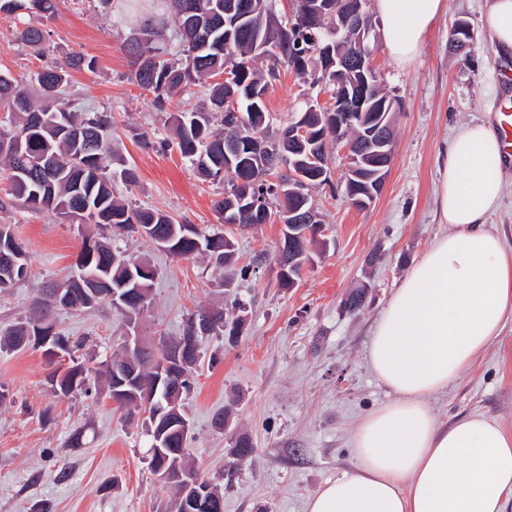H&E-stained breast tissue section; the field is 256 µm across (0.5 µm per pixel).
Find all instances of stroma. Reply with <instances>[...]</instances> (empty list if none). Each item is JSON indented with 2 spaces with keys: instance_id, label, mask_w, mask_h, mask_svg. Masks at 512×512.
Instances as JSON below:
<instances>
[{
  "instance_id": "obj_1",
  "label": "stroma",
  "mask_w": 512,
  "mask_h": 512,
  "mask_svg": "<svg viewBox=\"0 0 512 512\" xmlns=\"http://www.w3.org/2000/svg\"><path fill=\"white\" fill-rule=\"evenodd\" d=\"M488 5L446 0L445 13L408 65L375 42L378 76L400 103L384 189L365 209L349 204L343 185L312 190L329 245L314 252L290 288L278 279L281 224H225L213 206L223 184L202 178L179 152L163 148L171 119L127 81V45L137 21L151 17L148 6L133 21L124 9L105 11L99 0H57L51 15L0 14L1 72L25 79L53 58L95 59V71L73 72L71 91L86 108L114 117L118 156L138 176L133 186L114 181L117 197L205 233L230 235L239 264H258L250 278L230 279L205 257H172L139 237L112 239L118 251L149 259L158 270L141 335L175 337L192 312L220 306L229 321L238 314L232 301L246 307L235 342L215 334L201 338L197 384L183 400L191 424L189 462L199 476L223 486L224 512H304L327 480L356 465L355 430L388 398L367 362L371 328L399 281L448 231L437 214L438 154L464 125L492 121L501 93L497 73L512 67V56L498 51L483 25ZM459 19L474 33L465 55L448 48ZM25 26L42 29L41 48L17 40ZM313 98L324 104L329 95L312 87L309 76L282 67L266 101L271 128L297 120ZM145 137L150 147L142 146ZM1 222L12 225L31 264L26 281L0 293L3 329L29 316L38 288L72 272L90 228L19 204L0 212ZM358 289L363 304L349 309L348 295ZM55 321L71 340L83 341V357L97 362L126 332L123 316L107 303L82 313L56 311ZM54 368L40 348L0 353V386L8 391L0 403V512H33L40 503L50 512H172L176 489L148 468L150 440L141 419H126L102 392H54ZM430 406L443 425L480 414L512 432V319ZM221 410L227 420L217 429L212 418ZM78 428L85 429L86 444L69 447ZM242 435L255 451L238 460L230 450Z\"/></svg>"
}]
</instances>
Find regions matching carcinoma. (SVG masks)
<instances>
[{
    "mask_svg": "<svg viewBox=\"0 0 512 512\" xmlns=\"http://www.w3.org/2000/svg\"><path fill=\"white\" fill-rule=\"evenodd\" d=\"M184 0H171L174 20L179 29V45L173 53L160 42L161 31L167 24L164 14L143 22L139 27L141 39L129 50L133 58L128 80L152 95L156 111L170 113L173 119L174 139L167 147L176 148L182 157L206 179L229 180L224 170V143L237 139L233 155L245 163L248 171L249 191L260 207L253 213L239 217L241 224H268L271 217L290 209L307 216L310 202L305 197L308 189L297 180H288L283 186L284 175L267 168L262 158L250 150L254 135L267 130V123L260 125L252 114L267 116L265 99L272 81L279 76V66L287 65L305 72V63L299 54L308 51H324L336 45L333 18L327 15L316 21L315 37H304L297 45L296 32L290 20L277 21L270 26L273 14L272 0H265L264 9L244 20L238 27L224 25V3L228 0H197L198 12L182 13ZM55 0H0V13L13 15L21 10L38 13H54ZM17 38L32 46L40 47L44 42L41 30L24 27L16 31ZM258 57L269 61L267 71L255 67ZM231 66L232 79L213 81ZM95 69V62L80 54L71 55L63 61L51 60L26 82L14 78L0 80V112L10 118V127L0 124V160L4 166L0 174L6 173L8 189L0 198V210L17 201L33 213L51 211L67 221L95 224L113 231L138 233L146 226L152 227V242L168 241L165 253L188 259L206 255L217 267L226 269L236 262V247L233 240L214 232L206 235L191 224H184L164 211L131 207L116 200L112 194V180L120 177L128 185L137 183L134 170L112 169L118 156L112 145V117L105 112L92 111L80 106L78 99L69 90L70 71ZM192 86L207 90L205 103L191 110L170 112L176 97ZM358 94L381 101L388 98L371 75L368 85L357 89ZM302 225L290 227L285 224L282 241L294 246L298 259L290 269V278H282L283 286L299 278L302 263L311 259V247L318 244L314 237L301 236ZM145 267L151 274L157 269L145 259H132L114 250L101 237L89 236L83 240L77 255L72 275L46 289L45 297L37 296L33 301L35 315L0 330V351H18L29 346L38 347L36 336L41 329L39 322L50 316L57 307L55 291L71 293L73 298L68 310L80 312L106 301L100 296L91 303L84 301L82 287L77 278L83 273L104 272L112 288L123 287L130 269ZM29 274L28 256L15 238L11 225L0 224V292L7 291ZM212 320L208 331H224V313L200 312L188 319L181 336L165 341L147 360L140 379L129 388L133 396L117 404L127 414L147 409V404L165 402L163 389L156 386L159 372H178L179 392L185 395L194 385L192 368L197 359L187 365H177V343L186 336L196 335L195 323L205 315ZM50 382L54 390L62 395L75 392L89 394L87 370L79 363L71 365L64 374L53 371ZM188 435L180 431L169 432L168 447L175 451L178 468H187L186 455L178 451L187 447Z\"/></svg>",
    "mask_w": 512,
    "mask_h": 512,
    "instance_id": "1",
    "label": "carcinoma"
}]
</instances>
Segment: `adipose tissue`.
<instances>
[{"mask_svg": "<svg viewBox=\"0 0 512 512\" xmlns=\"http://www.w3.org/2000/svg\"><path fill=\"white\" fill-rule=\"evenodd\" d=\"M445 0H375L383 42L411 63ZM437 237L395 288L370 332L368 365L390 398L353 437L354 469L327 481L305 512H506L512 433L481 415L439 424L429 405L512 317V247L486 227L506 191L498 133L468 124L439 156Z\"/></svg>", "mask_w": 512, "mask_h": 512, "instance_id": "obj_1", "label": "adipose tissue"}]
</instances>
